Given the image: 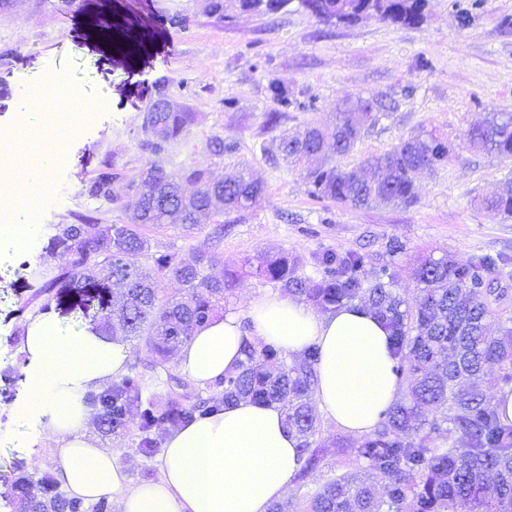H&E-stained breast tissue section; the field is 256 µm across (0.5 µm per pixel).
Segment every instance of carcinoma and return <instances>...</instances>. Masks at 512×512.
Segmentation results:
<instances>
[{
  "label": "carcinoma",
  "mask_w": 512,
  "mask_h": 512,
  "mask_svg": "<svg viewBox=\"0 0 512 512\" xmlns=\"http://www.w3.org/2000/svg\"><path fill=\"white\" fill-rule=\"evenodd\" d=\"M291 0H209V14L219 20L231 13H274ZM427 0H299L320 21L357 22L374 19L417 25L424 18ZM381 105L360 96L342 101L331 129L308 125L303 131L280 138V148L290 158L316 162L310 171L311 194L350 204L411 206L418 200V173L441 165L450 143L431 131H422L375 156L369 163L383 170L378 179L365 180L355 172L327 161L332 150L350 153L363 126L376 120ZM196 113L186 108L145 112L140 148L154 157L139 174L120 181L112 162L89 182L91 199L117 204L132 195L136 206L123 224L102 225L80 217L78 224H61L51 237L49 257L58 260L54 275L37 296L58 298L64 291L80 297L86 308L97 307L95 326L109 335L118 320L125 335L144 342L165 365L168 353L191 341L214 317L217 303L235 282L224 272L210 273L218 255L198 251L184 258L176 253L149 255L151 246L142 229L152 225L179 224L192 230L217 203L231 211L258 203L263 186L246 171L222 181L203 170H167L162 157L171 145L189 132ZM466 148L477 153L512 158V112H483L468 130ZM195 186L192 194L181 183ZM483 208L512 217V182L495 195L480 200ZM151 259L152 264L144 263ZM315 265L320 277L299 274L298 260L286 251L264 252L244 262L248 272L284 288L294 297L324 310L358 306L372 311L389 332L395 360L394 373L407 387L402 398L389 407L377 427L353 446L340 444L353 455L357 470L327 480L305 493L296 505L299 512H512V422L501 419L487 399L478 379L488 368L499 382L512 385V313L500 309L502 293L484 288V272L494 261L480 258L459 264L450 258L419 259L408 269L419 292L409 304L398 289L399 272L386 266L365 269L360 253H324ZM123 287L121 294L104 299L98 272ZM168 277L178 291L163 299L155 288L158 277ZM498 322V334L487 324ZM319 348L312 346L301 357L285 356L273 345L256 351L250 346L245 359L218 382L220 396L183 405L173 399L145 401L141 381L126 376L101 393L99 419L107 434H118L126 413L140 407L143 452L151 453L154 429L185 424L209 415L219 405L242 398L276 402L299 439L302 461L298 476L317 469L322 449L315 439L319 419L311 396L316 385ZM371 470L386 479L377 493L361 477ZM32 478L21 477L11 487L21 512H82L83 502L60 494L37 497Z\"/></svg>",
  "instance_id": "carcinoma-1"
}]
</instances>
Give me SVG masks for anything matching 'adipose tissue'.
Listing matches in <instances>:
<instances>
[{"label": "adipose tissue", "instance_id": "adipose-tissue-1", "mask_svg": "<svg viewBox=\"0 0 512 512\" xmlns=\"http://www.w3.org/2000/svg\"><path fill=\"white\" fill-rule=\"evenodd\" d=\"M60 154L46 151L37 168L21 165L9 189L23 224L0 225V250L33 247L42 232L30 215L46 201V184ZM260 341L291 354L317 345L314 396L343 433L373 430L400 399L388 334L374 315L351 306L325 314L276 294L253 299L246 315L213 319L178 351L179 371L199 385L223 378L244 358L245 343ZM25 357L24 415L55 450V477L86 501L119 497L121 512H267L299 470L298 437L279 404L241 399L173 430L163 443L161 476L129 486L117 457L89 436L92 411L85 395L119 378L128 351L85 328L62 331L50 313L32 317L20 341Z\"/></svg>", "mask_w": 512, "mask_h": 512}]
</instances>
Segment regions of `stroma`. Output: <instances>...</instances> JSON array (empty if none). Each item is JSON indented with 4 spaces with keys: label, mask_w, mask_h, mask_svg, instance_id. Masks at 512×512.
I'll return each mask as SVG.
<instances>
[{
    "label": "stroma",
    "mask_w": 512,
    "mask_h": 512,
    "mask_svg": "<svg viewBox=\"0 0 512 512\" xmlns=\"http://www.w3.org/2000/svg\"><path fill=\"white\" fill-rule=\"evenodd\" d=\"M207 4L76 0L69 9L62 0H11L0 10V127L16 120V94L48 73L75 90L67 107L100 98L109 102L66 137L34 249L0 259V494L24 475L38 489L56 483L53 450L35 446L36 430L15 411L24 376L18 346L29 316L40 309L31 296L52 275L43 256L57 225L73 223L78 214L104 225L124 223L134 198L101 205L82 191L104 161H112L124 179L145 166L149 156L139 148L140 114L158 91L198 114L189 134L170 147L167 170L202 169L218 180L244 167L263 185L259 204L228 213L216 208L193 232L176 224L145 230L153 254L174 250L185 256L213 248L223 260L215 276L238 271L239 282L218 313L245 312L253 297L278 292L277 284L241 270L244 259L266 250L298 256L300 272L308 275L315 272V256L326 251L362 253L377 269L404 266L426 253L460 263L487 255L496 261L488 281L512 299V217L476 203L512 181V161L462 146L479 113L512 111V0H427L425 18L416 26L376 20L325 24L297 0L275 13L237 12L220 21L207 13ZM103 14L112 19L108 47L92 34ZM278 82L287 86L292 104L271 129L263 120L276 108L272 86ZM357 95L382 102L385 109L354 151L337 158L338 166L361 169L367 157L422 130H437L452 144L442 166L419 175L413 207L359 209L315 198L306 164L280 152L281 131L330 125L337 102ZM217 135L233 146L221 158L208 149ZM217 222L226 233L215 245L209 233ZM394 240L404 244V252L389 253ZM125 344L127 363L142 374L145 395L172 394L188 404L201 394V386L180 377L176 363L154 368V356L142 342L129 338ZM140 423L134 410L120 434L93 428L134 485L159 479L167 435L153 431L154 452L144 455ZM318 441L324 460L307 478L312 489L354 468L339 445L355 444V437L324 418Z\"/></svg>",
    "instance_id": "1"
}]
</instances>
